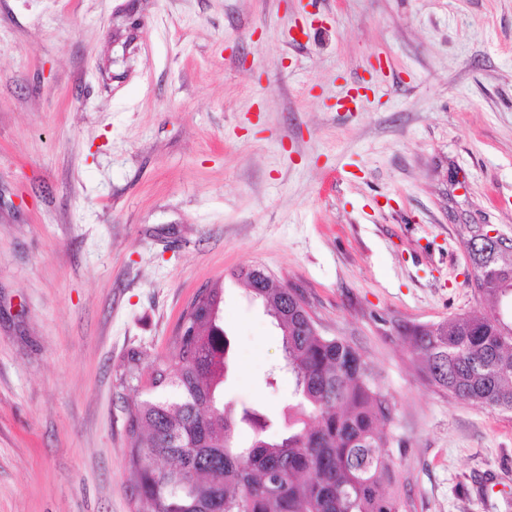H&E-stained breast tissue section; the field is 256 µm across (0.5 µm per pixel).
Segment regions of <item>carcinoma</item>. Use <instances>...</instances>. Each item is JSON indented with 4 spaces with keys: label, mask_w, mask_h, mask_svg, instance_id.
Here are the masks:
<instances>
[{
    "label": "carcinoma",
    "mask_w": 512,
    "mask_h": 512,
    "mask_svg": "<svg viewBox=\"0 0 512 512\" xmlns=\"http://www.w3.org/2000/svg\"><path fill=\"white\" fill-rule=\"evenodd\" d=\"M281 330L283 360L300 418L269 442L274 421L256 407L224 402L230 340L210 310L224 288L201 289L181 315L191 336L173 337L154 365L133 349L119 388L140 392L126 412L127 467L136 512H403L381 448L393 405L366 358L321 333L292 290L240 271ZM475 293L489 310L431 325L401 323L424 379L448 395L512 413V242L476 260ZM255 436L243 446L237 426Z\"/></svg>",
    "instance_id": "obj_1"
}]
</instances>
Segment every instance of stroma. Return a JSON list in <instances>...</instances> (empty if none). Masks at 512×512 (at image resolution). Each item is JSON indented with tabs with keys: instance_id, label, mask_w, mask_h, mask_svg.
I'll use <instances>...</instances> for the list:
<instances>
[{
	"instance_id": "35a3bbf8",
	"label": "stroma",
	"mask_w": 512,
	"mask_h": 512,
	"mask_svg": "<svg viewBox=\"0 0 512 512\" xmlns=\"http://www.w3.org/2000/svg\"><path fill=\"white\" fill-rule=\"evenodd\" d=\"M465 224L512 239V0H0V512H134L121 365L215 283L287 421L248 266L371 362L405 512H512V414L395 331L485 310Z\"/></svg>"
}]
</instances>
